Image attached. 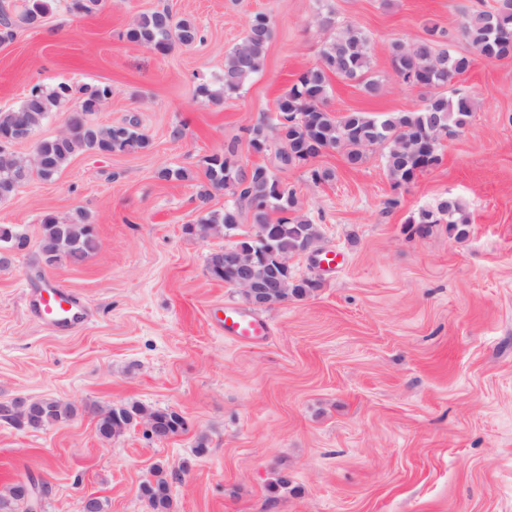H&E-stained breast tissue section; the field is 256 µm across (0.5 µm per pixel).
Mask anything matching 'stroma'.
<instances>
[{"label": "stroma", "instance_id": "35a3bbf8", "mask_svg": "<svg viewBox=\"0 0 512 512\" xmlns=\"http://www.w3.org/2000/svg\"><path fill=\"white\" fill-rule=\"evenodd\" d=\"M70 3L50 0L41 29L19 24L0 42V112L33 86L71 88L13 152L32 156L64 130L88 84L112 90L91 121H137L150 145L76 153L54 179L31 178L0 201V224L28 238L0 267V402L77 409L39 430L0 421V493L31 475L46 486L33 512H80L87 496L105 512H152L141 487L159 465L179 475L173 512H512V56L475 58L457 79L477 101L471 123L408 188L392 189L377 150L356 168L330 150L283 171L344 263L294 256L295 275L322 286L254 309L270 325L265 339L216 327L225 307L250 306L208 274L225 238L184 231L200 216L205 158L246 143L333 30L369 36L382 89L372 97L331 78L328 109L377 117L424 95L395 77L390 43L434 26L469 52L459 12L494 0H105L90 15ZM162 9L194 20L202 42L161 53L127 40L140 14ZM257 12L274 22L262 70L236 94L200 96L199 85L219 88L224 57ZM164 167L189 177L160 180ZM313 167L334 176L312 182ZM448 196L466 207V235L444 224L414 234L410 217ZM79 211L99 251L77 267L45 265L44 217ZM50 282L81 300L84 322L60 330L30 312ZM131 403L177 410L188 429L157 441L138 424L101 438L93 408ZM282 476L288 487H277Z\"/></svg>", "mask_w": 512, "mask_h": 512}]
</instances>
